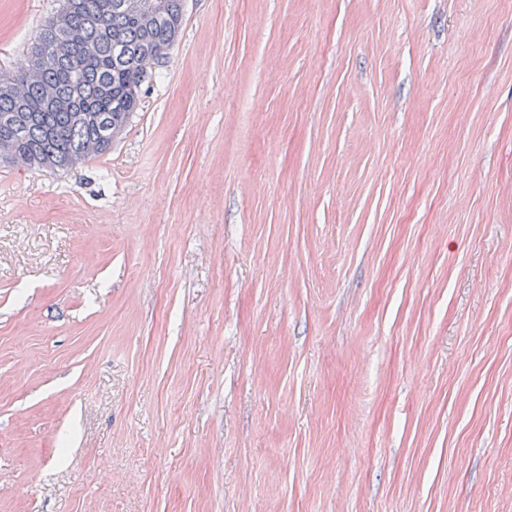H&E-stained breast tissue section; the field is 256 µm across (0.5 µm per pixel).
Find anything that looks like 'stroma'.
I'll list each match as a JSON object with an SVG mask.
<instances>
[{
    "label": "stroma",
    "mask_w": 512,
    "mask_h": 512,
    "mask_svg": "<svg viewBox=\"0 0 512 512\" xmlns=\"http://www.w3.org/2000/svg\"><path fill=\"white\" fill-rule=\"evenodd\" d=\"M0 512H512V0H187L0 167Z\"/></svg>",
    "instance_id": "1"
}]
</instances>
